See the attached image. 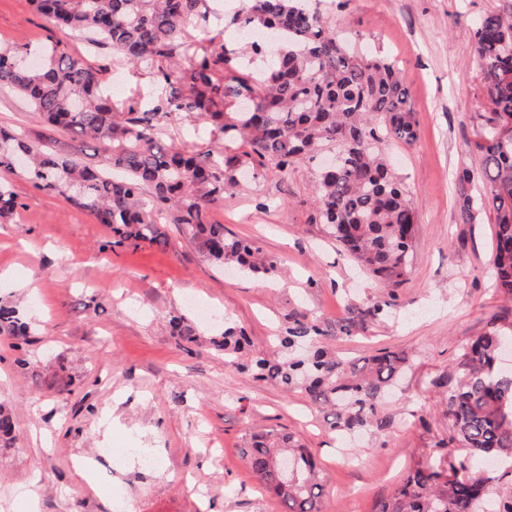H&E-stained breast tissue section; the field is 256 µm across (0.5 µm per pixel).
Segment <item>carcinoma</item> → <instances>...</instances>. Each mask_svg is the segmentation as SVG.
Returning a JSON list of instances; mask_svg holds the SVG:
<instances>
[{"instance_id":"cac0c4a2","label":"carcinoma","mask_w":512,"mask_h":512,"mask_svg":"<svg viewBox=\"0 0 512 512\" xmlns=\"http://www.w3.org/2000/svg\"><path fill=\"white\" fill-rule=\"evenodd\" d=\"M33 3L61 32H84L126 64L149 69L165 93L145 110L134 100L117 107L99 71L73 57L62 38L40 51L36 68L18 61L23 48L0 50V86L28 98L39 122L96 142L105 155L104 167H91L54 143L34 148L22 135L0 128V168H14L16 156L24 154L26 173L40 189L75 202L110 227L117 245L166 244L157 226L164 216L210 262L273 276L276 265L249 241L225 234L212 210L237 186V176L254 165L283 172L329 149L336 167L318 168L314 180L324 232L379 281L398 286L408 279L417 211L380 144L414 143L418 121L395 64L359 55L312 0H249L224 23L226 30L282 37L277 55L263 69L249 67L212 39L195 46L181 40L185 26L207 21L205 0ZM474 47L495 117L475 143L482 191L469 192V170L457 176L459 219L471 224L474 212H493L492 287L511 301L512 141L502 142L499 126L512 122V2L476 22ZM174 112L193 124V136L218 133L224 146L200 153L187 144L162 142L161 121ZM169 325L180 342L198 341L185 316H172ZM27 334L19 311L1 304L0 335ZM511 339L512 328L491 319L448 366L446 377L432 382L445 401L448 444L460 448L462 456L446 469L440 460L419 463L372 512H512V493L490 497L489 485L498 476L481 468L486 461L512 459V372L499 367L502 346ZM276 340L280 353L247 359L249 337L229 326L212 345L224 353L226 365L287 392L301 389L314 404L330 408L338 432L387 425L381 405L408 367L404 355L381 349L356 361L340 357L328 343V332L300 312L290 315ZM15 439L13 414L0 403V447H11ZM242 454L257 480L279 499L282 512H320L324 481L305 444L289 434H255ZM283 456L294 463L287 474L279 463Z\"/></svg>"}]
</instances>
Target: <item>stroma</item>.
<instances>
[{
	"mask_svg": "<svg viewBox=\"0 0 512 512\" xmlns=\"http://www.w3.org/2000/svg\"><path fill=\"white\" fill-rule=\"evenodd\" d=\"M504 0H320L329 26L343 31L366 57L394 61L419 123L413 144L390 140L384 154L411 192L419 223L412 272L388 289L358 270L323 231L312 205L313 165L259 170L224 195L213 210L225 233L251 240L276 262L273 277L219 271L174 224L167 244L133 249L112 243V231L68 199L51 195L20 171L0 169L16 198L0 219V302L16 306L29 325L27 342L0 336V402L16 423L13 447H0V512H282L261 487L241 450L250 434L293 433L320 456L322 512H371L390 497L405 470L439 454L450 423L434 379L490 319L512 324V301L492 287L494 216L458 221L462 168L479 171L474 144L492 105L473 40L475 22ZM57 33L31 0H0V46L30 49ZM71 53L99 68L123 96L157 97L148 70L128 66L107 46L68 37ZM0 126L37 146L57 142L100 167L95 143L50 130L28 101L0 87ZM396 292L392 314L366 311ZM301 310L328 331L352 317L351 337L335 340L351 358L386 348L405 353L409 367L388 396V428L340 443L328 411L303 391L225 366L211 337L223 324L243 328L258 352ZM181 313L199 342L180 347L170 334ZM28 361L20 367L18 358ZM64 362L74 378L58 392L51 372ZM139 443L162 458L148 471L129 455ZM111 454L84 475L83 458ZM111 480L109 491L98 485Z\"/></svg>",
	"mask_w": 512,
	"mask_h": 512,
	"instance_id": "35a3bbf8",
	"label": "stroma"
}]
</instances>
